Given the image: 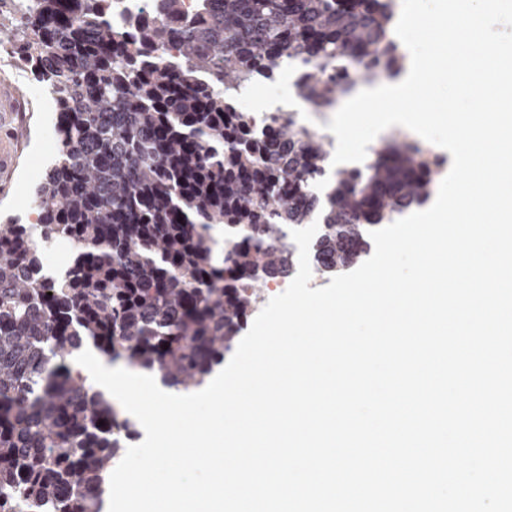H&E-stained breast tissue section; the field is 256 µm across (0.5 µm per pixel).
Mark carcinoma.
Masks as SVG:
<instances>
[{
  "mask_svg": "<svg viewBox=\"0 0 512 512\" xmlns=\"http://www.w3.org/2000/svg\"><path fill=\"white\" fill-rule=\"evenodd\" d=\"M154 0L134 37L112 0H0V31L48 90L58 154L36 190L40 237L0 225V512H97L94 492L134 432L68 362L86 343L191 392L252 306L247 282L291 270V230L364 226L430 195L418 153L393 141L312 189L325 142L288 120L257 132L230 96L285 54L326 72L394 63L389 0ZM170 44L176 70L155 55ZM224 228V239L211 231ZM71 258L44 271V244ZM104 425H99V422Z\"/></svg>",
  "mask_w": 512,
  "mask_h": 512,
  "instance_id": "carcinoma-1",
  "label": "carcinoma"
}]
</instances>
